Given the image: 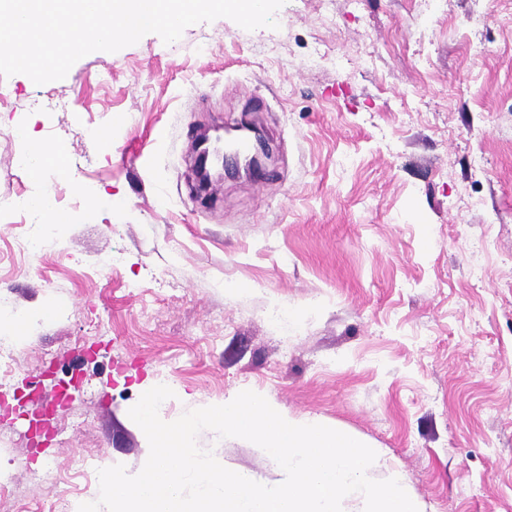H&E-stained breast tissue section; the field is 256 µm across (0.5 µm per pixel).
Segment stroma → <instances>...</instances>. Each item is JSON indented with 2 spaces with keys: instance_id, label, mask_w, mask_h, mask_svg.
<instances>
[{
  "instance_id": "1",
  "label": "stroma",
  "mask_w": 512,
  "mask_h": 512,
  "mask_svg": "<svg viewBox=\"0 0 512 512\" xmlns=\"http://www.w3.org/2000/svg\"><path fill=\"white\" fill-rule=\"evenodd\" d=\"M275 18L148 34L43 85L0 77V298L57 309L8 383L47 398L48 368L79 379L46 446L36 399L0 420V512H76L98 469L137 473L128 411L162 377L164 421L251 390L379 449L374 479L401 469L423 512H512V0H286ZM317 49L331 62L308 65ZM255 96L267 178L204 198L190 144ZM25 124L69 176L32 180ZM107 126L108 147L90 134ZM45 189L58 246L31 256L15 202ZM276 304L294 327L268 321ZM198 444L280 480L249 441ZM29 461L53 476L32 481Z\"/></svg>"
}]
</instances>
